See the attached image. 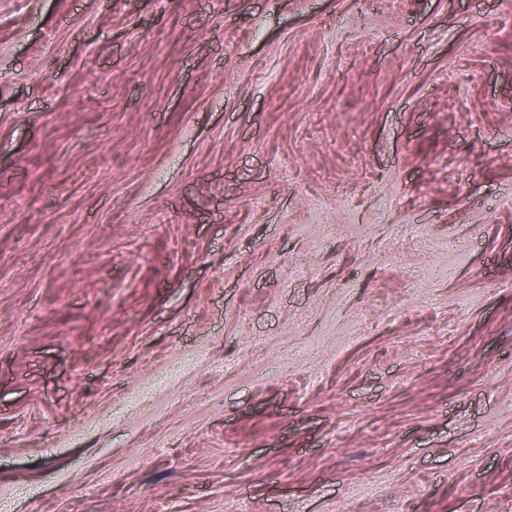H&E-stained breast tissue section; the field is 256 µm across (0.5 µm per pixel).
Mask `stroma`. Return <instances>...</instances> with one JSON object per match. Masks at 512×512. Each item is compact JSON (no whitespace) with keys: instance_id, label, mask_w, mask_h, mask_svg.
I'll use <instances>...</instances> for the list:
<instances>
[{"instance_id":"35a3bbf8","label":"stroma","mask_w":512,"mask_h":512,"mask_svg":"<svg viewBox=\"0 0 512 512\" xmlns=\"http://www.w3.org/2000/svg\"><path fill=\"white\" fill-rule=\"evenodd\" d=\"M0 512H512V0H0Z\"/></svg>"}]
</instances>
